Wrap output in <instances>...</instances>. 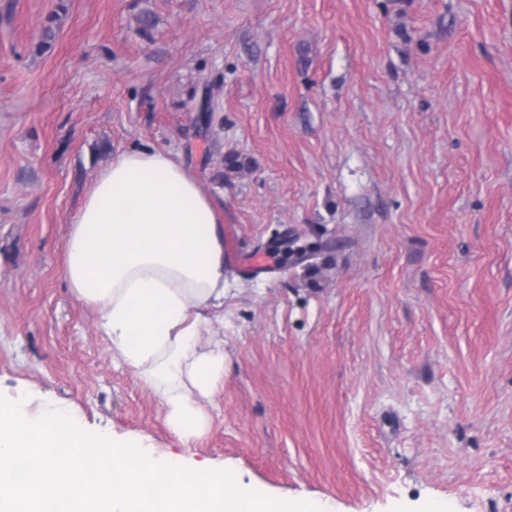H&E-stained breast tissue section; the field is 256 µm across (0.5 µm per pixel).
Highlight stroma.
<instances>
[{"label": "stroma", "mask_w": 512, "mask_h": 512, "mask_svg": "<svg viewBox=\"0 0 512 512\" xmlns=\"http://www.w3.org/2000/svg\"><path fill=\"white\" fill-rule=\"evenodd\" d=\"M138 146L236 255L187 441L62 273ZM0 397L336 512H512V0H0Z\"/></svg>", "instance_id": "obj_1"}]
</instances>
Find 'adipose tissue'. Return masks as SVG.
I'll return each mask as SVG.
<instances>
[{
    "mask_svg": "<svg viewBox=\"0 0 512 512\" xmlns=\"http://www.w3.org/2000/svg\"><path fill=\"white\" fill-rule=\"evenodd\" d=\"M63 276L113 351L198 436L195 396L224 376V342L199 336L224 309V212L172 153H119L69 221Z\"/></svg>",
    "mask_w": 512,
    "mask_h": 512,
    "instance_id": "obj_1",
    "label": "adipose tissue"
}]
</instances>
